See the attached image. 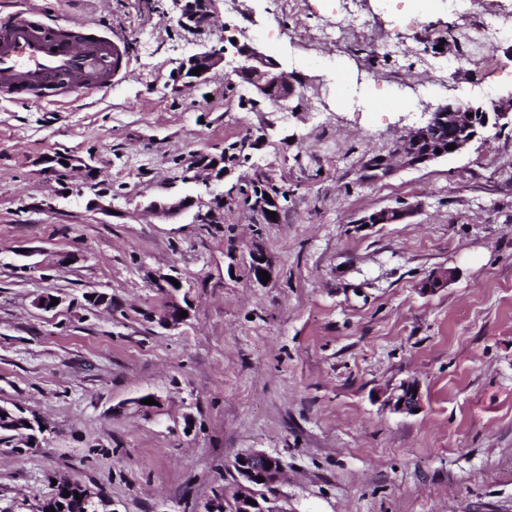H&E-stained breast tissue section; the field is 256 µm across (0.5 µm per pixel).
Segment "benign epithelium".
<instances>
[{
    "label": "benign epithelium",
    "mask_w": 512,
    "mask_h": 512,
    "mask_svg": "<svg viewBox=\"0 0 512 512\" xmlns=\"http://www.w3.org/2000/svg\"><path fill=\"white\" fill-rule=\"evenodd\" d=\"M234 47L241 58L234 70L242 85L250 86L254 91L251 101L261 104L269 101L282 110L291 109L290 102L305 96V89L297 88L288 80V75L280 69V64L264 54L250 39L236 40ZM224 64V53L210 50L191 55L183 59L172 75L176 83L196 84L208 79V74ZM203 70L197 75L191 71L198 67ZM456 132L452 144L455 149L441 148L436 153L432 146L434 131L441 124ZM512 125V92L506 96L493 99L488 104L473 101L455 100L438 106L430 113L428 121L409 128L393 145L388 154H370L363 162L364 177L369 181L384 178L392 171V160L397 159L409 168H419L429 163L466 150L490 126L501 124ZM249 186L269 194L274 204H279L278 197L270 192V188L281 191V186L263 168L254 170L247 180ZM413 214V207H391L370 213L359 219L361 224H396L406 220ZM156 286L168 295L167 306L161 316L162 323L169 328H176L184 322L179 314L187 310L191 303L189 295H184V302H179L175 292L179 291L167 275L162 274L156 279ZM388 405L400 413L411 414L420 407L421 395L419 386L413 381L402 382L387 397ZM235 472L236 499L233 512H294L288 508V500L281 493L284 477L282 461L262 450H250L239 454L233 461ZM264 481H258V478ZM255 504H250V501Z\"/></svg>",
    "instance_id": "obj_1"
}]
</instances>
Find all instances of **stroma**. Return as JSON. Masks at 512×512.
Wrapping results in <instances>:
<instances>
[{
    "label": "stroma",
    "mask_w": 512,
    "mask_h": 512,
    "mask_svg": "<svg viewBox=\"0 0 512 512\" xmlns=\"http://www.w3.org/2000/svg\"><path fill=\"white\" fill-rule=\"evenodd\" d=\"M187 2L45 0L118 40L123 69L104 95L0 104V405L48 424L36 450L0 444V512H36L63 477L106 512H194L253 449L283 461L295 512H512V126L361 171L439 105L511 93L512 31L480 49L481 0H202L199 26L180 22ZM350 9L365 29L322 42ZM242 35L306 85L295 111L240 107ZM213 49L223 67L173 88ZM244 139L236 177L261 167L288 191L276 223L216 208L228 180L190 168ZM56 157L77 165L58 177ZM406 205L403 223H359ZM255 250L268 282L248 274ZM162 273L191 299L176 329ZM45 293L60 304L35 306ZM406 380L413 414L387 404ZM149 393L163 405L145 416ZM221 65H224L223 52L210 50L194 54L180 62L172 75V80L176 83L196 84L207 80L208 74ZM198 66H203V70L199 72V75L191 74V71Z\"/></svg>",
    "instance_id": "obj_1"
}]
</instances>
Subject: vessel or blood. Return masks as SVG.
<instances>
[{
	"instance_id": "1",
	"label": "vessel or blood",
	"mask_w": 512,
	"mask_h": 512,
	"mask_svg": "<svg viewBox=\"0 0 512 512\" xmlns=\"http://www.w3.org/2000/svg\"><path fill=\"white\" fill-rule=\"evenodd\" d=\"M120 50L74 20L59 25L38 0H13L0 15V101L63 104L74 94L107 93Z\"/></svg>"
}]
</instances>
